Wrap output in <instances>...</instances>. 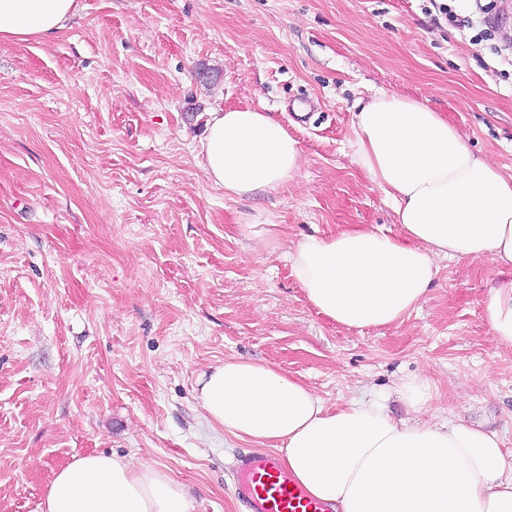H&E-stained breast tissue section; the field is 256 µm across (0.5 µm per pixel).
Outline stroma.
<instances>
[{
	"instance_id": "1",
	"label": "stroma",
	"mask_w": 512,
	"mask_h": 512,
	"mask_svg": "<svg viewBox=\"0 0 512 512\" xmlns=\"http://www.w3.org/2000/svg\"><path fill=\"white\" fill-rule=\"evenodd\" d=\"M425 0H75L52 37L0 39V512H41L55 471L105 453L184 485L192 512H248L251 443L207 420L197 379L272 364L328 409L386 396L394 419L452 416L512 454V345L492 334L491 259L437 257L420 306L348 330L307 302L286 252L364 224L400 232L349 147L357 99L426 102L512 174V66ZM306 99L307 121L286 110ZM250 107L301 149L286 187L229 198L197 156L210 111ZM282 226L256 245L250 217ZM420 378L415 413L393 394ZM394 391L399 393L415 412L423 410L430 400L429 386L420 380L400 381L395 384Z\"/></svg>"
}]
</instances>
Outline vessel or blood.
Here are the masks:
<instances>
[{"label":"vessel or blood","instance_id":"1","mask_svg":"<svg viewBox=\"0 0 512 512\" xmlns=\"http://www.w3.org/2000/svg\"><path fill=\"white\" fill-rule=\"evenodd\" d=\"M235 469L243 480V491L254 512H333L330 504L308 498L293 486L272 453L239 455Z\"/></svg>","mask_w":512,"mask_h":512}]
</instances>
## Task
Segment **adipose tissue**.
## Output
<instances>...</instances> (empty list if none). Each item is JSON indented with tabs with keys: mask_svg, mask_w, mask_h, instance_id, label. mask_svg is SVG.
Instances as JSON below:
<instances>
[{
	"mask_svg": "<svg viewBox=\"0 0 512 512\" xmlns=\"http://www.w3.org/2000/svg\"><path fill=\"white\" fill-rule=\"evenodd\" d=\"M73 14L74 0H0V38L48 37ZM352 128L354 160L401 233L357 225L295 242L291 273L317 312L348 329L386 327L425 299L438 256L512 267V175L444 115L378 91L358 102ZM198 155L230 198L284 187L301 163L287 128L254 109L210 113ZM486 314L512 345V284L492 289ZM199 400L226 434L279 449L292 481L335 512H512L499 438L462 421L399 422L380 398L330 410L276 366L235 358L204 375ZM42 512H191V499L151 464L87 454L54 473Z\"/></svg>",
	"mask_w": 512,
	"mask_h": 512,
	"instance_id": "ef3b65f1",
	"label": "adipose tissue"
}]
</instances>
